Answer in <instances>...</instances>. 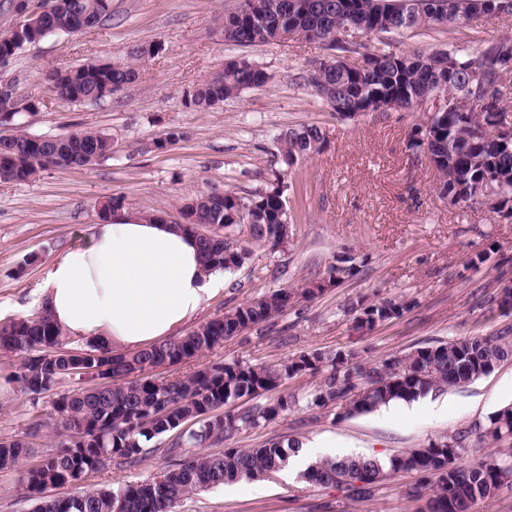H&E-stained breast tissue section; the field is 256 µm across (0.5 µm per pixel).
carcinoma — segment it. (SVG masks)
I'll list each match as a JSON object with an SVG mask.
<instances>
[{
  "label": "carcinoma",
  "instance_id": "cac0c4a2",
  "mask_svg": "<svg viewBox=\"0 0 512 512\" xmlns=\"http://www.w3.org/2000/svg\"><path fill=\"white\" fill-rule=\"evenodd\" d=\"M50 11L22 40H41L55 31L80 30V17L96 24L110 17V0H49ZM449 0H240L238 8L216 20L224 41L260 45L278 40L291 30L300 38L320 40L327 48L347 51L339 35L348 28H377L393 33L421 26H446L459 22L448 15ZM457 61L449 71L441 67L439 55ZM369 68L351 70L342 65L316 66L307 82L314 92L340 117L360 110V103L372 98H391L410 108L419 100L442 92L453 97L467 94L477 101L489 96L483 108L494 117L506 114L512 87L503 82L504 64L490 63L483 54L463 49L417 53L366 50ZM138 74L133 64L114 70L98 60L53 69L46 74L53 91L70 103L96 102L114 92L112 85L128 84ZM267 72L245 57L224 60V69L197 85L188 94L186 106L208 111L216 103L238 96L242 91L267 83ZM430 129L433 140L415 137L410 148L430 151L440 162L444 187L452 191L473 187L464 199L469 207L482 204L483 193L476 187L485 172H499L497 184L502 207L512 211V141H497L479 132L459 112L436 115ZM283 162L320 153L325 144L321 128L310 125L287 130L280 136ZM112 156V139L105 133L82 131L57 137L53 142L16 132L0 143V173L12 181H29L51 166L91 168ZM187 220L184 228L197 238L206 263L229 270L243 260L241 254H226L225 236L204 235L197 226L219 224L233 229L248 226L256 243L278 246L286 242L288 213L281 183L271 185L253 198L227 192L221 201L202 202L196 198L181 207ZM311 298L306 288L280 289L235 306L224 315L200 323L179 338L109 358H98L101 348L86 343L83 352L88 366H108L109 381L97 386H80L56 400L54 415L59 425L75 434L39 465L22 473L31 493L64 486L68 475L90 474L113 462L134 464L156 452L149 443L165 434L174 438L163 449L172 464L159 477L110 488L84 489L44 501L36 512H171L184 497L241 479L261 480L288 464L297 452L295 443L267 441L257 448L221 447L243 428L271 422L295 404L292 396H279L238 413L224 406L243 397L257 398L278 389L283 381L300 373L326 368L327 373L311 394L309 406L339 407L345 415L364 414L398 400H411L431 389L458 387L490 373L491 362L512 358L508 336H465L435 346L419 347L401 357H389L373 366L360 363L350 351L303 353L296 358L252 366L240 362L203 365L193 374L167 382L156 368L168 359L189 360L212 350L228 338L269 322L290 305ZM407 304L385 300L374 304L358 302L351 307L358 328H373L396 317ZM0 351L21 357L18 375L24 392L39 395L71 377L67 363L75 356L66 348L64 336L46 309L12 317L0 328ZM137 380L128 379L134 371ZM484 433L494 441L512 435V406L489 417ZM466 435L460 433L423 448H412L385 460L352 456L341 460H320L303 472L305 481L339 487L355 501L372 499L382 483L401 474H415L420 481L434 483L426 501L430 512H470L478 501L493 498L512 482V466L496 459L477 464L458 463ZM207 445L217 451L197 455L191 449ZM23 452L17 440H0V469L14 466Z\"/></svg>",
  "mask_w": 512,
  "mask_h": 512
}]
</instances>
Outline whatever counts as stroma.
<instances>
[{"label":"stroma","mask_w":512,"mask_h":512,"mask_svg":"<svg viewBox=\"0 0 512 512\" xmlns=\"http://www.w3.org/2000/svg\"><path fill=\"white\" fill-rule=\"evenodd\" d=\"M239 3L112 0V16L104 23L49 35L0 65V85H13L22 99L38 104L37 111L18 113L10 131L53 138L95 129L113 142L111 158L92 168H48L33 181H0V320L40 308L49 264L85 243L102 199L122 195L135 211L173 216L185 200L226 192L249 198L279 177L286 186L287 242L276 248L250 243L249 258L227 273L223 292L199 321L270 291L321 280L340 255L351 257L353 275L288 308L273 326L226 339L165 369V376L183 377L213 363L269 364L313 350L353 351L370 364L463 336H512V310L486 304L512 281V220L439 198L435 172L409 147L411 132L433 112L434 101L410 112H369L354 121L336 116L305 80L328 57L324 43L225 42L215 17ZM506 36H512V15L478 26L360 35L355 42L396 53L456 46L478 52ZM141 43L158 46V54L139 65L134 82L100 102H65L44 78L52 68L100 59L125 62L126 50ZM234 56L261 65L268 82L218 108L189 109L188 91ZM305 125L323 130L324 149L286 166L279 136ZM173 127L183 139L154 150L153 140ZM389 299L408 303V310L370 330L356 327L351 304ZM19 371V358L0 352V437L26 445L15 467L0 470V512H34L36 502L21 474L60 445L52 403L78 386L65 380L29 395L16 379ZM322 378V372L309 371L286 380L278 392L294 396L295 405L272 422L240 430L228 447L295 439L384 459L463 432L461 463L512 451V437L495 441L483 435L489 417L512 406V359L464 386L433 391V398L448 401L434 414L408 412L403 401L354 416L337 408L317 410L307 397ZM169 441L166 435L155 438L154 454L138 466H106L86 476L85 486L116 489L159 476L168 466L161 450ZM416 483V476L403 474L381 486L372 501L358 502L299 474L277 472L199 492L179 501L174 512H416L419 503L408 495Z\"/></svg>","instance_id":"35a3bbf8"}]
</instances>
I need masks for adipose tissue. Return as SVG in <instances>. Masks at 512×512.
Segmentation results:
<instances>
[{
	"label": "adipose tissue",
	"instance_id": "obj_1",
	"mask_svg": "<svg viewBox=\"0 0 512 512\" xmlns=\"http://www.w3.org/2000/svg\"><path fill=\"white\" fill-rule=\"evenodd\" d=\"M224 275L205 265L191 232L124 208L52 261L44 307L70 339L134 352L179 334L223 291Z\"/></svg>",
	"mask_w": 512,
	"mask_h": 512
}]
</instances>
